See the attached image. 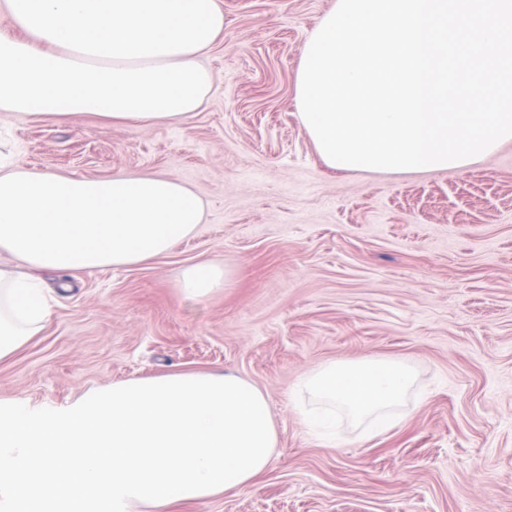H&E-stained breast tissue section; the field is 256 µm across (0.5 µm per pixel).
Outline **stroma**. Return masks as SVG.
I'll return each instance as SVG.
<instances>
[{
	"label": "stroma",
	"mask_w": 512,
	"mask_h": 512,
	"mask_svg": "<svg viewBox=\"0 0 512 512\" xmlns=\"http://www.w3.org/2000/svg\"><path fill=\"white\" fill-rule=\"evenodd\" d=\"M335 0H223L191 117L147 127L92 114L0 112V152L89 179L157 172L206 221L134 266L42 273L51 314L0 360V399L63 408L85 392L180 371L238 374L267 395L279 444L254 484L165 512H512V141L463 169L336 172L296 107L302 48ZM223 265V294H179ZM399 358L420 400L371 440L336 447L289 392L327 361ZM225 272L211 261L200 259L183 273L179 291L189 301H205L224 292Z\"/></svg>",
	"instance_id": "35a3bbf8"
}]
</instances>
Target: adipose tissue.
Returning <instances> with one entry per match:
<instances>
[{"label": "adipose tissue", "mask_w": 512, "mask_h": 512, "mask_svg": "<svg viewBox=\"0 0 512 512\" xmlns=\"http://www.w3.org/2000/svg\"><path fill=\"white\" fill-rule=\"evenodd\" d=\"M0 111L91 113L147 126L197 112L213 75L201 63L224 33L219 0H0ZM205 220L200 198L158 173L84 179L0 160V359L50 315L39 270L132 266L166 253ZM225 272L201 259L179 291L205 301ZM417 380L395 358L329 361L299 376L291 400L322 441L344 411L362 439L392 429ZM278 445L268 399L225 372L137 378L63 410L0 400V512H161L250 486Z\"/></svg>", "instance_id": "adipose-tissue-1"}]
</instances>
